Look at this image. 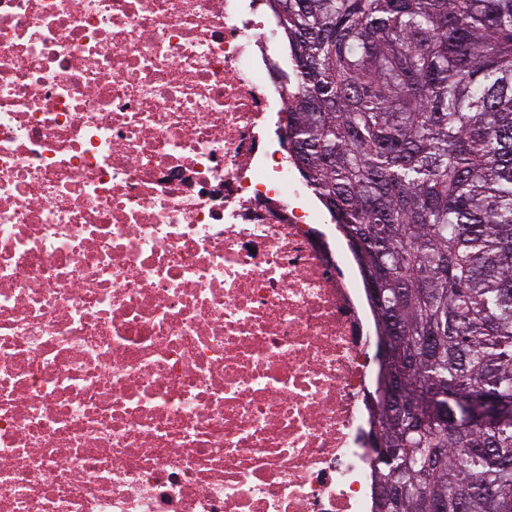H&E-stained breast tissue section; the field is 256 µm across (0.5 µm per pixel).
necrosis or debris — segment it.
Returning <instances> with one entry per match:
<instances>
[{"instance_id":"4bbe7bcc","label":"necrosis or debris","mask_w":512,"mask_h":512,"mask_svg":"<svg viewBox=\"0 0 512 512\" xmlns=\"http://www.w3.org/2000/svg\"><path fill=\"white\" fill-rule=\"evenodd\" d=\"M264 0H0V512H374L364 284L280 156Z\"/></svg>"}]
</instances>
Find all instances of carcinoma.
Returning <instances> with one entry per match:
<instances>
[{"mask_svg":"<svg viewBox=\"0 0 512 512\" xmlns=\"http://www.w3.org/2000/svg\"><path fill=\"white\" fill-rule=\"evenodd\" d=\"M269 3L301 175L396 337L376 512H512V0Z\"/></svg>","mask_w":512,"mask_h":512,"instance_id":"carcinoma-1","label":"carcinoma"}]
</instances>
